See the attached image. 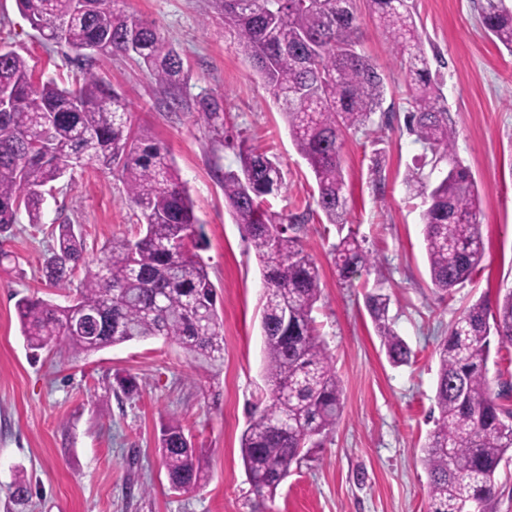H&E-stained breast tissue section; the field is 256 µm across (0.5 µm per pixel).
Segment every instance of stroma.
Here are the masks:
<instances>
[{"mask_svg": "<svg viewBox=\"0 0 512 512\" xmlns=\"http://www.w3.org/2000/svg\"><path fill=\"white\" fill-rule=\"evenodd\" d=\"M412 2L425 47L436 53L431 72L456 128V155L481 197L485 257L472 280L445 299L428 273L421 201L405 181L423 152L404 125L405 72L369 13L361 15L362 49L386 75L394 111L379 140L357 133L343 142L346 227L377 259L346 285L330 253L337 227L316 204L314 176L213 0H117L116 9L154 23L183 60V104L176 110L135 57L96 60L92 69L125 98L136 124L171 150L204 226L201 256L218 293L224 357L210 366L161 337L91 354L58 345L30 356L16 300L34 294L68 302L41 272L57 225H73L91 255L138 230L139 212L115 173L95 164L70 171L48 196L41 223L23 215L0 232V248L16 259L0 269V512H253L240 441L265 397L263 276L224 201L222 181L225 169L237 165L232 145L243 138L283 171L285 187L269 198L268 211L305 218L303 244L322 272L313 317L343 386L335 427L264 512H428L420 457L438 415L435 350L466 307H495L512 289V53L485 33L479 0ZM0 46L20 54L34 77L68 85L83 74L74 53L34 29L16 0H0ZM203 97L223 104V125L199 120L196 102ZM378 284L415 354L410 364L389 363L366 310L364 294ZM120 376L133 378L137 391L124 394ZM172 416L206 461L205 481L184 492L170 489L158 442ZM20 470L31 481L22 504L14 497Z\"/></svg>", "mask_w": 512, "mask_h": 512, "instance_id": "stroma-1", "label": "stroma"}]
</instances>
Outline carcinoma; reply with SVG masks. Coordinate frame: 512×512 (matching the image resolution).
<instances>
[{"label": "carcinoma", "mask_w": 512, "mask_h": 512, "mask_svg": "<svg viewBox=\"0 0 512 512\" xmlns=\"http://www.w3.org/2000/svg\"><path fill=\"white\" fill-rule=\"evenodd\" d=\"M224 30L253 67L285 115L297 152L317 185L318 208L330 224H343L347 208L341 149L344 137L369 131L383 109L387 82L361 50L363 30L356 0H215ZM391 39L405 70L408 109L404 122L423 154L406 178L423 199L425 250L431 283L449 295L477 271L484 257L481 201L468 167L454 153L455 128L439 83L432 78L410 0H366ZM29 22L70 50L93 45L105 58L128 53L142 63L172 103L181 105L184 82L180 56L160 30L112 7V0H17ZM482 27L493 42L512 52V9L504 0H482ZM64 24L57 34L55 23ZM0 91L11 110L0 112V228L41 223L45 194L66 172L98 162L121 178L140 211L139 232L114 237L95 267L73 225H58L44 276L57 289L74 293L63 306L23 296L15 304L26 346L38 351L65 344L93 353L130 341L162 337L197 360L222 358V320L207 265L193 249L205 239L189 192L168 146L139 128L127 102L87 70L70 87L53 79L36 82L26 60L0 50ZM224 111L214 98L199 101V118L209 124ZM239 167L224 172V198L243 225L263 267L260 326L268 400L254 408L242 437V459L251 491L273 500L281 477L291 474L336 425L343 388L312 313L321 297V274L300 232L304 217L272 214L263 198L284 188L279 164L242 139ZM446 166L437 182L426 167ZM337 275L349 280L375 257L351 232L332 245ZM85 275L74 283V274ZM391 298L378 288L365 306L394 366L411 350L394 329ZM97 311L108 330L80 327L75 307ZM512 345V289L495 309L477 302L452 323L436 349L438 416L422 448L429 477L428 512H494L497 476L512 456V412L490 393V337ZM160 448L170 488L186 491L205 479L202 458L179 421L161 427Z\"/></svg>", "instance_id": "cac0c4a2"}]
</instances>
